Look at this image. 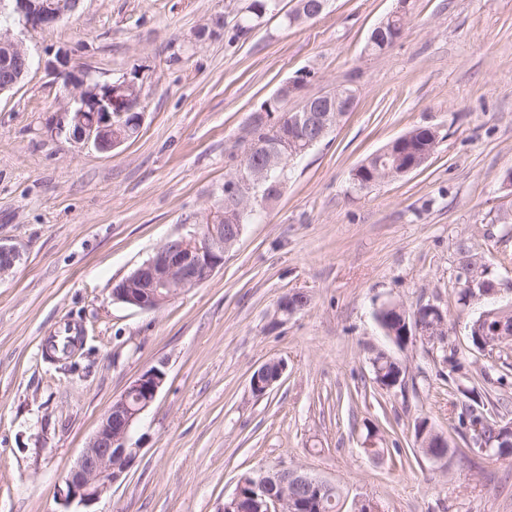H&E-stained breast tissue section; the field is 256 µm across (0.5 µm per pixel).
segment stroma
Listing matches in <instances>:
<instances>
[{"instance_id": "1", "label": "stroma", "mask_w": 512, "mask_h": 512, "mask_svg": "<svg viewBox=\"0 0 512 512\" xmlns=\"http://www.w3.org/2000/svg\"><path fill=\"white\" fill-rule=\"evenodd\" d=\"M395 0H330L293 27L265 19L233 36L245 0H82L56 26H0L35 57L23 84L0 95V244L22 259L0 278V512H78L62 474L128 384L165 363L166 380L130 445L140 454L95 512H223L239 477L298 467L384 512H512V456L463 452L445 349L482 402L512 419V367L488 365L470 326L489 302L456 301L463 262L488 269L498 304H512V0H414L400 39L367 51ZM223 17L224 33L195 40ZM67 48L101 82L139 72L143 123L109 153L55 136L60 85L44 67ZM301 98L353 83L357 103L295 161L262 220L245 225L208 282L143 311L113 285L168 239L201 231L242 157L252 115L288 80ZM440 133L426 163L359 188L353 170L414 128ZM307 293L278 315L280 299ZM434 304L448 345L399 347L376 310ZM84 329L69 367L45 352L58 324ZM406 368L378 387L371 360ZM286 369L265 395L250 379ZM429 421L447 461L415 447ZM380 450L362 451L365 438Z\"/></svg>"}]
</instances>
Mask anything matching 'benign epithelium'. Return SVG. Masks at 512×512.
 <instances>
[{"instance_id":"1","label":"benign epithelium","mask_w":512,"mask_h":512,"mask_svg":"<svg viewBox=\"0 0 512 512\" xmlns=\"http://www.w3.org/2000/svg\"><path fill=\"white\" fill-rule=\"evenodd\" d=\"M12 13L25 27L44 30L74 15L81 0H8ZM31 55L24 43L11 30L0 28V95L13 91L28 76ZM47 68L62 79L64 118L55 127V135L64 136L77 144L91 145L99 152H110L129 140L130 128L140 127L143 114L137 111L136 81L124 77L115 83H100L86 69L72 66L70 52L59 49ZM355 105L354 94L340 87L327 92V102L312 116L311 102H305L303 121L315 119L322 123L328 112H350ZM277 154H268L264 166L249 165L240 169L231 188L258 184L267 171L278 166ZM232 214L212 212L205 233L171 238L154 255L137 267L112 289V298L144 311L160 308L179 291L210 280L224 265V254L237 241L226 225ZM21 259L15 246L0 244V276L12 272ZM402 327L403 343L413 336L437 345L448 334L444 312L434 306H419L414 314L393 305ZM283 374L285 365L273 360L263 365L251 381L258 387L256 394L268 390L272 383L260 382L272 367ZM166 378L165 363L161 362L132 380L123 394L112 404L97 430L74 463L63 475L64 497L89 507L122 481L134 465L140 449L128 446L129 435L140 415L154 402ZM418 442L429 457L440 458L448 440L434 430L419 425ZM255 495L249 500V512H311L333 500L336 486L298 468L259 470L252 477Z\"/></svg>"}]
</instances>
